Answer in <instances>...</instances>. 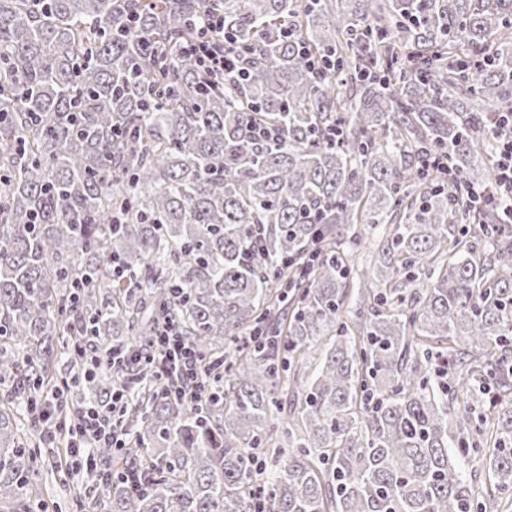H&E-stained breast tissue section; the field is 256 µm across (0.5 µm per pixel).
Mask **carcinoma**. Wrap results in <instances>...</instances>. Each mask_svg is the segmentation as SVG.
<instances>
[{
  "label": "carcinoma",
  "mask_w": 512,
  "mask_h": 512,
  "mask_svg": "<svg viewBox=\"0 0 512 512\" xmlns=\"http://www.w3.org/2000/svg\"><path fill=\"white\" fill-rule=\"evenodd\" d=\"M207 7L231 89L186 52ZM511 107L512 0H0V382L30 397L167 316L207 397L147 365L79 394L131 387L148 470L103 512H496L512 224L453 174L492 183ZM38 424L0 400L1 507Z\"/></svg>",
  "instance_id": "obj_1"
}]
</instances>
